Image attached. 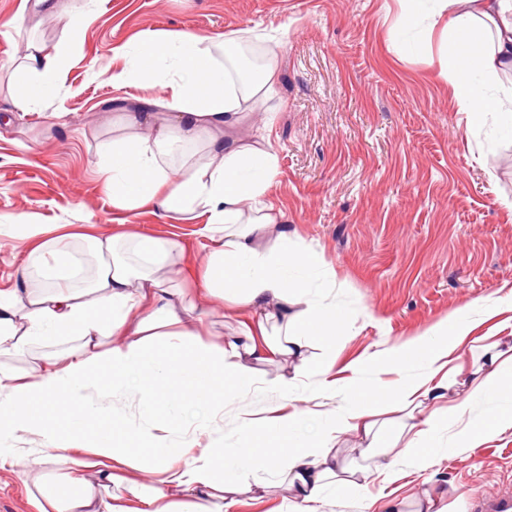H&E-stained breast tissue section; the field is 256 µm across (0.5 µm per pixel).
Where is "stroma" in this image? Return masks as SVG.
<instances>
[{"label": "stroma", "mask_w": 512, "mask_h": 512, "mask_svg": "<svg viewBox=\"0 0 512 512\" xmlns=\"http://www.w3.org/2000/svg\"><path fill=\"white\" fill-rule=\"evenodd\" d=\"M22 0H0V218L27 215L40 224H84L89 233L139 232L177 237L189 253L199 222L167 219L157 207L128 213L112 206L93 165L112 137V102L157 95L148 84L112 85L97 74L113 48L144 32L228 34L260 27L279 62L273 92L249 113L245 133L270 138L279 173L266 200L288 220V243L313 246L329 284L320 298L336 306L343 327L322 377L301 379L296 398L273 390L235 395L211 428L192 435L190 454L241 448L244 422L305 410L302 434L325 426L343 392L325 394L320 379L391 384L399 372L365 366L373 352L469 316L474 351L455 365L461 377L482 367L493 342L512 325L484 309L512 291V138L495 136L501 117L467 127L441 77L446 34L437 0H418L416 22L402 0H68L88 9L80 52L67 65L66 91L36 111L14 115L3 68L30 41L56 44L66 20L20 15ZM508 395L478 398L440 432L447 456L427 466L388 452L368 463L358 491L329 493L318 512H368L370 498L393 493L414 512L420 489L445 487L449 499L512 482V429L460 445L463 428L481 426ZM93 406L135 424L152 420L138 388L92 393ZM276 479L239 495L230 512H288Z\"/></svg>", "instance_id": "1"}]
</instances>
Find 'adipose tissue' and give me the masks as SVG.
I'll return each mask as SVG.
<instances>
[{"instance_id": "1", "label": "adipose tissue", "mask_w": 512, "mask_h": 512, "mask_svg": "<svg viewBox=\"0 0 512 512\" xmlns=\"http://www.w3.org/2000/svg\"><path fill=\"white\" fill-rule=\"evenodd\" d=\"M34 14L66 13L67 39L28 44L13 60L16 111L32 112L55 99L65 67L78 50L89 15L64 11L61 0H32ZM447 13L448 48L441 74L471 126L512 106V87L489 98L475 91L473 75L494 82L512 71V0H440ZM240 33L202 36L187 31L142 35L134 50L116 48L122 66L101 73L117 86L148 82L159 95L126 103L101 145L97 163L114 208L160 207L177 221L203 219L202 256L173 280L165 268L183 265L176 238L143 234L94 235L93 264L85 281L71 267L77 233L62 224H35L26 216L0 224L36 272L19 289L0 290V357L55 338L76 339L56 351L26 380L0 364V436H38L35 448H0V466L17 469L37 512H125L110 491L114 465L161 474L138 490L137 512H230L238 483L256 473L277 477L291 495L290 512H317L329 492L355 483L336 444L354 432L374 455L385 403L415 411L445 398L457 382L451 355H465L474 328L460 320L433 337L392 346L368 358L372 367L406 368L423 361V374L400 379L389 393L351 386L347 403L314 438L297 435L295 410L244 423L245 448L186 454L180 420L186 405L208 412L224 407L225 390L247 392L258 383L255 364L290 367L268 381L290 395L295 380L317 373L330 358L329 340L342 319L335 306L308 300L323 262L313 247L288 246L282 211L263 197L278 169L271 143L237 133L248 104L267 97L277 76L268 58L258 77L237 85L229 67L241 51ZM240 318L230 339L205 340L203 325L216 308ZM488 371L468 381L474 396L512 392V356H490ZM139 383L157 434L144 440L129 423L93 407L91 391Z\"/></svg>"}]
</instances>
